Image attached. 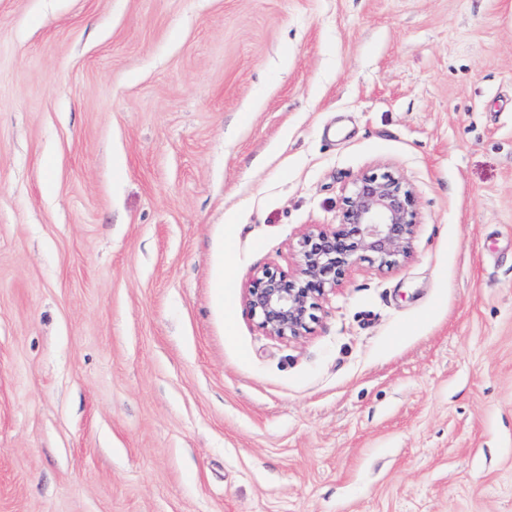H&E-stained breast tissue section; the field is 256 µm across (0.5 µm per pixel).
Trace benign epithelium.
<instances>
[{
	"mask_svg": "<svg viewBox=\"0 0 512 512\" xmlns=\"http://www.w3.org/2000/svg\"><path fill=\"white\" fill-rule=\"evenodd\" d=\"M418 224L413 187L402 176L364 173L342 197L339 222L304 235L290 272L265 268L246 288L260 328L282 340L310 332L318 300L360 260L393 268L407 262Z\"/></svg>",
	"mask_w": 512,
	"mask_h": 512,
	"instance_id": "1",
	"label": "benign epithelium"
}]
</instances>
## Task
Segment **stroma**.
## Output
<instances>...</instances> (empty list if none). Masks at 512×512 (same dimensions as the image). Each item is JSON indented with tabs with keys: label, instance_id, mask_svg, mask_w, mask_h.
<instances>
[{
	"label": "stroma",
	"instance_id": "35a3bbf8",
	"mask_svg": "<svg viewBox=\"0 0 512 512\" xmlns=\"http://www.w3.org/2000/svg\"><path fill=\"white\" fill-rule=\"evenodd\" d=\"M367 171L411 260L266 335ZM0 512H512V0H0Z\"/></svg>",
	"mask_w": 512,
	"mask_h": 512
}]
</instances>
